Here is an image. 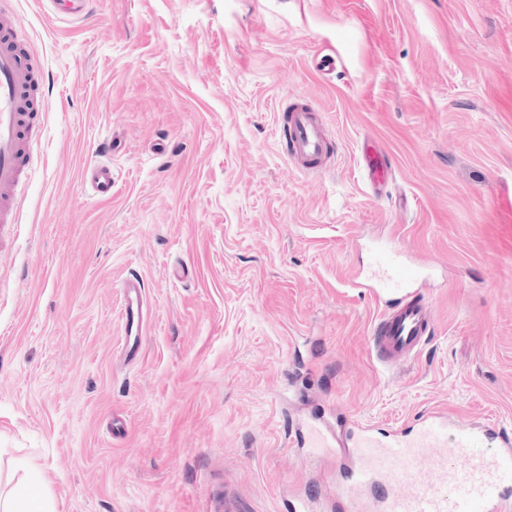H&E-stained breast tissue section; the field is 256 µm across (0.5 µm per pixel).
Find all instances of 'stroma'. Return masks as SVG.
I'll list each match as a JSON object with an SVG mask.
<instances>
[{
	"instance_id": "35a3bbf8",
	"label": "stroma",
	"mask_w": 512,
	"mask_h": 512,
	"mask_svg": "<svg viewBox=\"0 0 512 512\" xmlns=\"http://www.w3.org/2000/svg\"><path fill=\"white\" fill-rule=\"evenodd\" d=\"M9 0L47 107L0 226V494L33 460L52 512H288L322 497L299 422L439 409L512 433V0ZM335 66L321 70L323 55ZM302 101L321 175L284 153ZM395 171L372 199L360 149ZM118 141L112 196L87 191ZM427 264L421 353L374 362L378 244ZM143 279L123 360L120 283Z\"/></svg>"
}]
</instances>
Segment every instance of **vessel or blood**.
Wrapping results in <instances>:
<instances>
[{
  "instance_id": "obj_1",
  "label": "vessel or blood",
  "mask_w": 512,
  "mask_h": 512,
  "mask_svg": "<svg viewBox=\"0 0 512 512\" xmlns=\"http://www.w3.org/2000/svg\"><path fill=\"white\" fill-rule=\"evenodd\" d=\"M33 72L24 63L16 34L0 26V223H12L10 203L25 182L24 159H38L39 143L32 137L40 100L31 95ZM290 142L286 152L314 173L315 163L328 153L330 140L322 118L307 104L288 113ZM364 177L372 194H379L391 179L392 168L374 144L362 147ZM93 197L112 195V166L105 161L88 165L83 173ZM377 272L400 287L391 308L372 329V354L386 371L402 368L417 356L433 329L435 314L420 297L425 278L420 268L406 266L397 252L378 251ZM143 283L126 279L123 330L129 354H136L144 330ZM496 450L485 459L468 458L472 428L450 422L447 414L433 412L418 418L411 430L379 435L360 422L327 434L312 427L310 444L337 447L350 464V483L342 494L352 512H512V434L483 427ZM463 457L457 467H447L445 456Z\"/></svg>"
}]
</instances>
